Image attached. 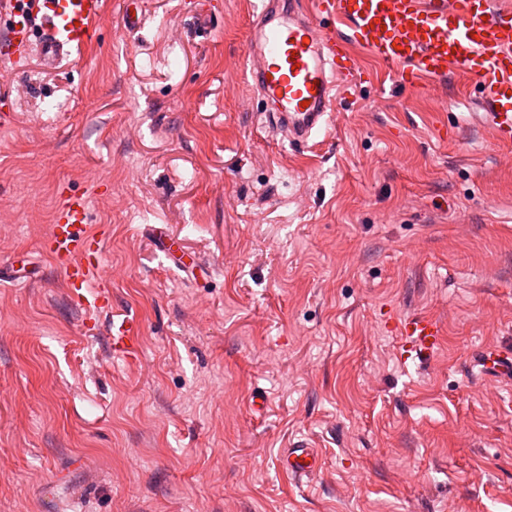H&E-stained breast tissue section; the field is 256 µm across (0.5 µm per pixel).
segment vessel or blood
Masks as SVG:
<instances>
[{
	"label": "vessel or blood",
	"mask_w": 512,
	"mask_h": 512,
	"mask_svg": "<svg viewBox=\"0 0 512 512\" xmlns=\"http://www.w3.org/2000/svg\"><path fill=\"white\" fill-rule=\"evenodd\" d=\"M246 61L254 91L273 106L269 123L289 144L306 145L332 117L348 87L371 80L354 51L387 65L396 82L435 86L448 75L476 76L484 92L479 119L500 142L512 141V0H260ZM8 16L14 62L37 56L53 67L97 38L102 0H0ZM60 217L45 248L83 308L105 307V291L91 288L101 267L90 207L83 194L61 193ZM400 360L422 359L443 340L440 319L418 313L397 321ZM139 327L118 315L110 325L112 352L134 345ZM282 468L309 478L322 467L312 448H289Z\"/></svg>",
	"instance_id": "vessel-or-blood-1"
}]
</instances>
